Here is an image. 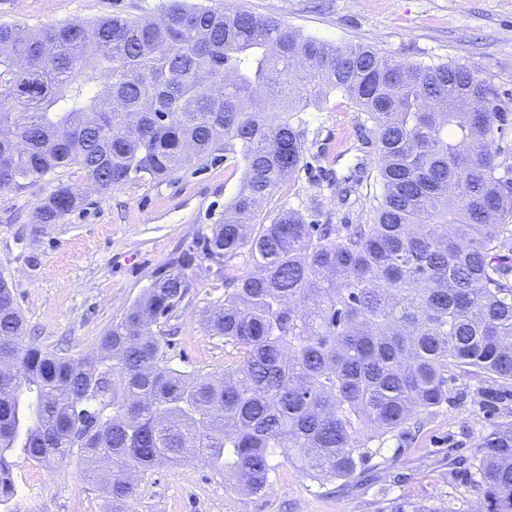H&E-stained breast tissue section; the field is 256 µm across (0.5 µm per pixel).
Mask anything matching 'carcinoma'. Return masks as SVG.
Instances as JSON below:
<instances>
[{
    "label": "carcinoma",
    "mask_w": 512,
    "mask_h": 512,
    "mask_svg": "<svg viewBox=\"0 0 512 512\" xmlns=\"http://www.w3.org/2000/svg\"><path fill=\"white\" fill-rule=\"evenodd\" d=\"M331 93L376 132L375 222L340 230L297 210L257 220L299 171L307 112ZM512 107L462 62L403 66L361 44L332 45L272 15L169 0L157 16L0 25V190L65 168L101 189L162 180L222 151L237 193L81 358L23 341L0 278V506L11 458L77 455L111 512H133L155 468L195 459L252 494L275 449L317 480L350 481L384 437L448 402L462 375L512 397V154L492 148ZM83 199L60 181L33 223H61ZM248 249L256 272L231 261ZM224 281L207 335L232 348L224 379L170 366L167 324L195 260ZM379 445L372 446L373 442ZM474 512H512V423L480 444Z\"/></svg>",
    "instance_id": "cac0c4a2"
}]
</instances>
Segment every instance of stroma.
Instances as JSON below:
<instances>
[{"mask_svg": "<svg viewBox=\"0 0 512 512\" xmlns=\"http://www.w3.org/2000/svg\"><path fill=\"white\" fill-rule=\"evenodd\" d=\"M167 0H0V23L30 31L67 20L134 17L160 11ZM224 11L272 15L283 25L330 44L363 43L404 64L461 61L512 95V0H200ZM307 128L301 168L265 201L263 217L283 209L309 222L343 228L375 219L377 154L373 125L355 104L331 94L303 113ZM241 166L220 160L188 166L171 179L138 180L98 191L72 169H59L16 193L0 191V277L8 282L33 341L71 357L96 352L100 336L141 298L155 274L217 223L237 192ZM85 196L58 224L31 220L57 182ZM192 288L178 311L172 365L217 374L224 342L203 328V313L224 297V283L206 263L189 270ZM481 382L458 378L446 404L411 420L369 463L373 479L357 486L322 483L282 454L272 458L270 487L250 494L232 478L187 460L155 469L141 483L135 512H392L405 502L425 512H474L482 500L470 473L483 437L512 422V400L482 406ZM31 464L14 460L18 500L45 512L106 507L99 483L85 481L77 458L44 465L29 486Z\"/></svg>", "mask_w": 512, "mask_h": 512, "instance_id": "1", "label": "stroma"}]
</instances>
